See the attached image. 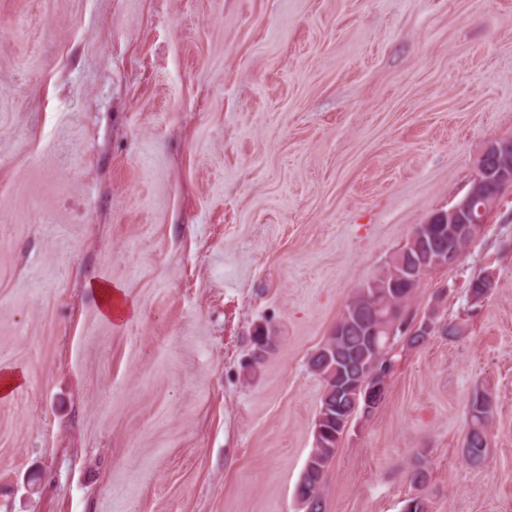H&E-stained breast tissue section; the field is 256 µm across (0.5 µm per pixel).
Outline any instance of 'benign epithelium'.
<instances>
[{"mask_svg":"<svg viewBox=\"0 0 512 512\" xmlns=\"http://www.w3.org/2000/svg\"><path fill=\"white\" fill-rule=\"evenodd\" d=\"M508 187L512 188V136L485 142L476 157L475 173L464 195L448 208L434 211L424 223L415 226L412 236L397 253V269L391 285L412 287L421 274L457 264L462 259L456 250L457 244L474 241L481 235L502 191ZM491 288L492 280L487 276L481 277L471 285V300H483ZM344 317L345 320L336 324L332 336H346L355 328L372 342L381 330L391 336L398 333L403 336H430L433 328L431 319L436 317V312L432 310L420 319L410 311L395 314L383 328L376 325L379 317L370 307L353 306L344 311ZM272 335L274 331L267 325L255 328L257 348L249 351L244 362L254 364L261 360L267 337ZM337 360L347 366V376L339 382V390L348 392L352 387L359 386L361 394L353 413L369 416L385 396L393 367L387 363L377 371L364 375L359 364L341 356ZM311 466L312 463H306L296 486L299 512H315L317 507L314 497L307 494V484L312 482Z\"/></svg>","mask_w":512,"mask_h":512,"instance_id":"7a95c632","label":"benign epithelium"}]
</instances>
